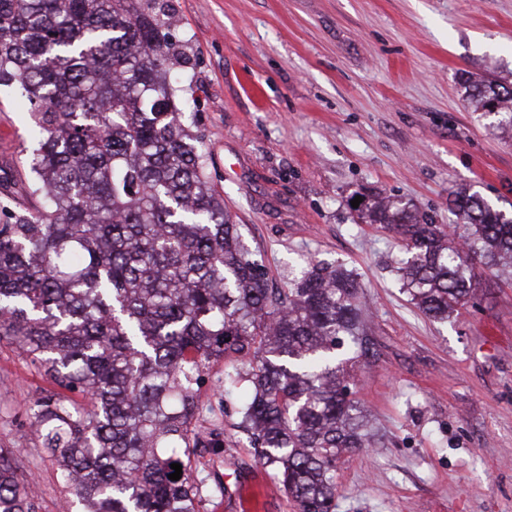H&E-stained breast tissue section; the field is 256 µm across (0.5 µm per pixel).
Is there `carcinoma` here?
<instances>
[{
    "mask_svg": "<svg viewBox=\"0 0 512 512\" xmlns=\"http://www.w3.org/2000/svg\"><path fill=\"white\" fill-rule=\"evenodd\" d=\"M170 26L156 0H0V88L25 104L38 199L0 200V341L82 395L35 410L82 512H198L188 464L164 449L198 446L204 370L226 358L262 464L297 512H334L336 461L372 439L352 390L371 350L361 285L316 261L288 292L268 287L176 103ZM472 98L512 130V88L486 80ZM454 207L466 252L409 204L361 209L404 237L403 286L440 320L481 270L512 269V218L475 193ZM0 512H35L1 451Z\"/></svg>",
    "mask_w": 512,
    "mask_h": 512,
    "instance_id": "cac0c4a2",
    "label": "carcinoma"
}]
</instances>
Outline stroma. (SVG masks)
<instances>
[{"label": "stroma", "instance_id": "obj_1", "mask_svg": "<svg viewBox=\"0 0 512 512\" xmlns=\"http://www.w3.org/2000/svg\"><path fill=\"white\" fill-rule=\"evenodd\" d=\"M186 50L176 74L208 175L271 288L309 261L363 287L374 355L355 373L375 443L336 470V512H512V275L485 272L448 321L399 273L405 241L366 224L355 196L412 204L448 225L458 188L512 212V134L476 112L466 82L512 86V0H162ZM0 93V179L20 204L28 131ZM212 363L192 422L199 512H296L260 465ZM46 369L0 343V452L36 512L71 496L34 434Z\"/></svg>", "mask_w": 512, "mask_h": 512}]
</instances>
